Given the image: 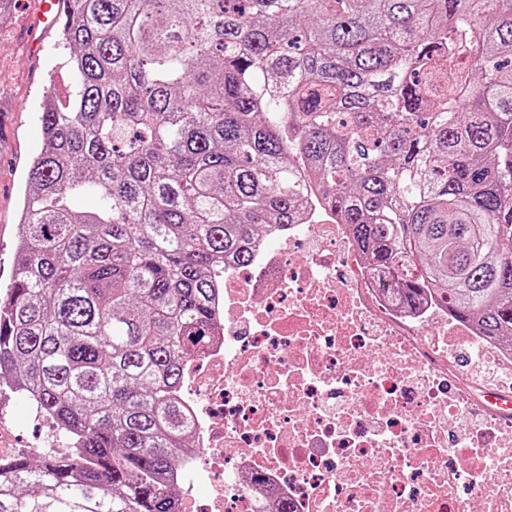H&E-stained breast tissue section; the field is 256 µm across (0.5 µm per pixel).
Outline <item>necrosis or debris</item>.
Instances as JSON below:
<instances>
[{"mask_svg":"<svg viewBox=\"0 0 512 512\" xmlns=\"http://www.w3.org/2000/svg\"><path fill=\"white\" fill-rule=\"evenodd\" d=\"M305 204L224 267L176 512H512V415L475 411L446 305L383 292L316 186Z\"/></svg>","mask_w":512,"mask_h":512,"instance_id":"obj_1","label":"necrosis or debris"}]
</instances>
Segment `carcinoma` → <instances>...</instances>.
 Wrapping results in <instances>:
<instances>
[{"label":"carcinoma","instance_id":"obj_1","mask_svg":"<svg viewBox=\"0 0 512 512\" xmlns=\"http://www.w3.org/2000/svg\"><path fill=\"white\" fill-rule=\"evenodd\" d=\"M60 37L0 386L68 451L0 459V512H172L210 270L300 223L302 169L382 287L512 339V0H69Z\"/></svg>","mask_w":512,"mask_h":512}]
</instances>
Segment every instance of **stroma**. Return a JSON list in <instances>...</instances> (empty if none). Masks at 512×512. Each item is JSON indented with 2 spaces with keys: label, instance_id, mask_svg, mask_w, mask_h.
Returning <instances> with one entry per match:
<instances>
[{
  "label": "stroma",
  "instance_id": "1",
  "mask_svg": "<svg viewBox=\"0 0 512 512\" xmlns=\"http://www.w3.org/2000/svg\"><path fill=\"white\" fill-rule=\"evenodd\" d=\"M40 0H12L10 17L0 24V284L11 273L17 236L18 211L25 191L26 169L44 144L40 104L48 83L64 88L68 55L51 29L42 42L29 38V24ZM30 407L24 396L0 389V427L15 437L19 453H26L43 437L27 423Z\"/></svg>",
  "mask_w": 512,
  "mask_h": 512
}]
</instances>
